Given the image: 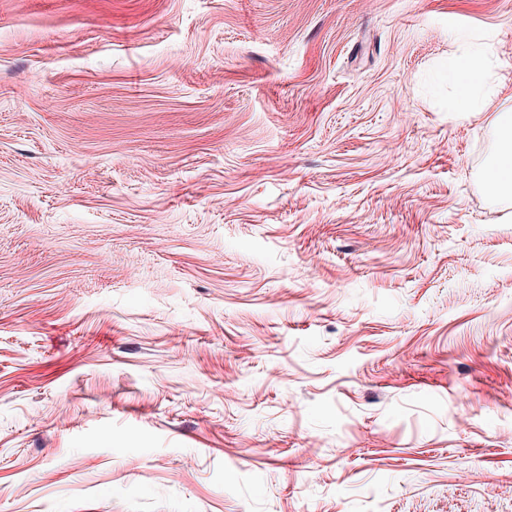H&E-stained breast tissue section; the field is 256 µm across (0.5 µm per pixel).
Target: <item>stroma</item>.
<instances>
[{
    "label": "stroma",
    "instance_id": "35a3bbf8",
    "mask_svg": "<svg viewBox=\"0 0 512 512\" xmlns=\"http://www.w3.org/2000/svg\"><path fill=\"white\" fill-rule=\"evenodd\" d=\"M510 105L512 0H0V512H512ZM491 50L481 48L464 58L457 68L460 96L456 100L459 112H473L497 83V74L490 60ZM501 148L483 173V183L491 195L512 201V106L496 119Z\"/></svg>",
    "mask_w": 512,
    "mask_h": 512
}]
</instances>
